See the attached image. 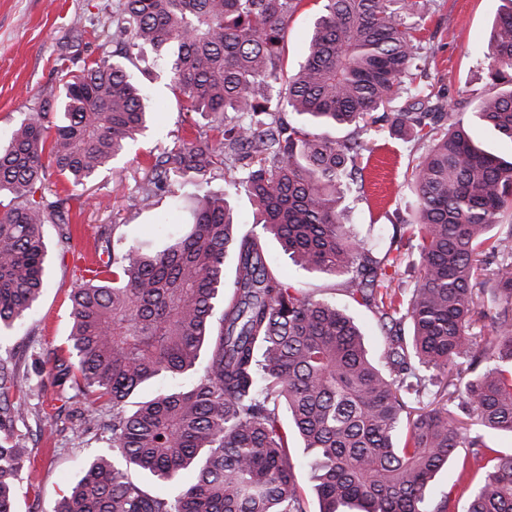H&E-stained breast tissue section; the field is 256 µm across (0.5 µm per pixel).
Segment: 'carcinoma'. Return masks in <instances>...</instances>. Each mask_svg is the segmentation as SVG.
<instances>
[{"mask_svg":"<svg viewBox=\"0 0 512 512\" xmlns=\"http://www.w3.org/2000/svg\"><path fill=\"white\" fill-rule=\"evenodd\" d=\"M299 2L118 0L105 33L121 60L85 66L64 82L60 115H31L0 142L1 335L44 287L43 225H60L64 248L72 239L63 200L37 195L43 158L83 187L152 119L125 62L153 50L186 110L221 133L182 143L175 169L158 161L142 187V208L160 192L180 207L186 177H200L184 230L159 233L166 244L155 251L104 238L107 259L71 293L67 353L47 362L77 398L73 431L110 432L119 458L88 462L58 512H308L283 406L310 451L319 512H456L451 490L426 501L452 457L470 490L462 512H512V454L491 437L512 434V151L483 148L451 118L445 93L413 86L427 60L420 23L410 22L423 18L419 0H321L305 60L286 78L281 44ZM490 49L497 92L479 96L475 114L512 148V7L496 17ZM377 126L431 141L412 169L413 218L393 226L396 251L418 254L410 288L386 285L397 259L377 258L342 221L363 135ZM314 128L350 133L338 140ZM225 156L249 159L229 168L227 185L248 193L254 225L294 265L348 276L351 298L384 331L380 360L344 309L286 283L261 236L240 232L227 193L204 179ZM486 319L491 335L474 333ZM204 350L189 388L126 410L133 392L195 369ZM446 372L453 411L429 400ZM26 398L24 378L1 357L0 512H14L21 457L10 439ZM132 467L166 493L145 494Z\"/></svg>","mask_w":512,"mask_h":512,"instance_id":"obj_1","label":"carcinoma"}]
</instances>
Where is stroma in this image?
<instances>
[{
	"mask_svg": "<svg viewBox=\"0 0 512 512\" xmlns=\"http://www.w3.org/2000/svg\"><path fill=\"white\" fill-rule=\"evenodd\" d=\"M113 0H0V137L25 116L60 110L63 70L79 72L101 57L103 41L97 33L112 16ZM505 0H435L426 9L423 44L430 54L427 81L445 89L454 111L471 123L476 98L491 93L485 78L492 24ZM317 0H301L288 22L284 69L294 71L303 61ZM131 78L143 85L158 119L114 168L102 171L91 183L74 188L54 167H47L45 187L65 199L73 238L61 247L59 227H43L48 249L47 286L23 326L0 335V356L13 358L27 376V415L15 433L23 452L20 490L15 512H56L63 498L82 476L83 466L112 451L108 434L76 437L67 418L73 404L69 390L55 384L42 361L52 351L67 348L72 327L70 291L79 284L82 267L95 259L94 246L105 227L128 242L161 247L150 229L171 222L167 199L153 210L139 206L144 179L157 161L180 140L208 132L207 117L184 110L168 85L164 64L153 51L143 50L129 65ZM428 150L415 139L386 134L371 137L360 160L363 187L343 200L344 221L356 237L377 253L390 247L393 224L409 220L415 196L407 187L412 166ZM266 250L285 281L345 308L361 326L372 356H379L383 332L375 316L346 294L341 274L308 272L284 255L274 238Z\"/></svg>",
	"mask_w": 512,
	"mask_h": 512,
	"instance_id": "1",
	"label": "stroma"
}]
</instances>
